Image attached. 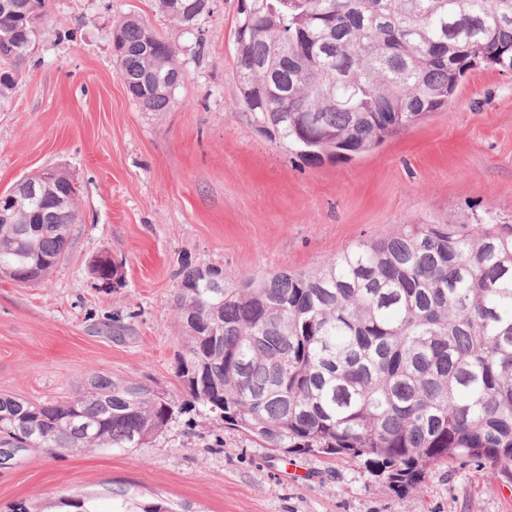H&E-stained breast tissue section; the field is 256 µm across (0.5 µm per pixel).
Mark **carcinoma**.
Returning a JSON list of instances; mask_svg holds the SVG:
<instances>
[{"label":"carcinoma","instance_id":"carcinoma-1","mask_svg":"<svg viewBox=\"0 0 512 512\" xmlns=\"http://www.w3.org/2000/svg\"><path fill=\"white\" fill-rule=\"evenodd\" d=\"M189 30L209 0H159ZM240 102L261 132L310 163L349 159L448 106L477 67L512 74V0H239ZM51 19L48 0H0V104L12 97ZM131 98L160 112L179 73L146 21L113 30ZM77 194L64 171L14 223H0V277L46 283L64 259ZM92 277L121 284L97 260ZM176 306L185 336L174 376L224 424L284 455L361 461L394 489L444 464L475 461L512 479V225L407 224L336 253L314 272L224 284L186 269ZM182 403L143 381L89 376L74 396L32 403L0 394V447L54 452L136 448ZM55 508L96 512L89 497ZM122 512H173L127 498Z\"/></svg>","mask_w":512,"mask_h":512}]
</instances>
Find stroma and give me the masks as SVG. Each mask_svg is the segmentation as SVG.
Returning a JSON list of instances; mask_svg holds the SVG:
<instances>
[{
    "mask_svg": "<svg viewBox=\"0 0 512 512\" xmlns=\"http://www.w3.org/2000/svg\"><path fill=\"white\" fill-rule=\"evenodd\" d=\"M51 19L0 106V191L42 169L79 188V222L49 285L0 279V394H75L92 374L179 396L175 307L186 266L234 285L312 271L404 224L512 225V74L473 70L451 103L350 160L310 164L260 132L239 102L238 0H211L185 32L157 0H50ZM137 16L177 51L171 106L144 111L112 57L116 21ZM111 256L122 283L98 288ZM162 498L176 512H512V481L475 461L403 492L361 464L282 458L196 407L139 448L19 452L0 466V512L81 494Z\"/></svg>",
    "mask_w": 512,
    "mask_h": 512,
    "instance_id": "35a3bbf8",
    "label": "stroma"
}]
</instances>
